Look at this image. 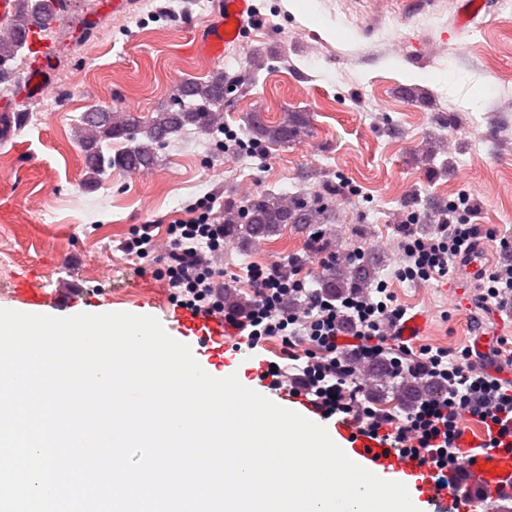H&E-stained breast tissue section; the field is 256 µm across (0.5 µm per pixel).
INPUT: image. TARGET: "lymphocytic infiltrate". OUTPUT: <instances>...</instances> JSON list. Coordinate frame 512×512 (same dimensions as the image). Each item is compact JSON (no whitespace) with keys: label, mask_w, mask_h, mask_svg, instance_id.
Instances as JSON below:
<instances>
[{"label":"lymphocytic infiltrate","mask_w":512,"mask_h":512,"mask_svg":"<svg viewBox=\"0 0 512 512\" xmlns=\"http://www.w3.org/2000/svg\"><path fill=\"white\" fill-rule=\"evenodd\" d=\"M198 208L196 221L168 225L169 251L160 273L176 288L180 308L222 318L227 327L246 333L250 345L277 336L288 348L293 338L308 337L316 350L292 375L289 396L321 419L354 418L364 439L404 445L418 464L430 462L440 470L458 467L463 413H476L488 428L497 429L495 446L512 437V382L475 366L469 349L456 356L429 348L412 352L394 336L405 311L385 285H378L372 296L353 293L335 301L307 291L303 280L284 275L279 266H254L248 271L255 288L251 309L244 314L225 309L221 274L199 253L203 247L223 250L224 226L212 201H202ZM450 211L449 223L438 225L432 237L403 232V278H447L455 258L479 239L493 237L492 229L471 223L468 197H460ZM387 353L396 375L437 380L442 393L422 400L401 418L365 406L356 364Z\"/></svg>","instance_id":"obj_1"}]
</instances>
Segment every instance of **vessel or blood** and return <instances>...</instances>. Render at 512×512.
I'll use <instances>...</instances> for the list:
<instances>
[{
  "mask_svg": "<svg viewBox=\"0 0 512 512\" xmlns=\"http://www.w3.org/2000/svg\"><path fill=\"white\" fill-rule=\"evenodd\" d=\"M251 16L249 0H224V15L211 28L203 47L212 55L220 54L224 43L237 40L248 30ZM56 15L36 16L26 30L28 47L34 61H42L50 54V44L38 33L43 28L58 26ZM486 253L481 247L471 248L459 265L464 275L472 281L484 272ZM16 302L23 306L62 308L72 303L70 293L45 292L35 284L17 289ZM186 323L203 330L206 339L220 341L224 338V323L212 315L198 313L187 315ZM386 453L394 467L405 476L407 483L420 490L425 499L435 501L441 512H446L450 498L469 500L483 512H502L506 504L512 503V451L504 448H487L466 459L460 476L439 482L422 476V469L411 460L400 446L387 448Z\"/></svg>",
  "mask_w": 512,
  "mask_h": 512,
  "instance_id": "obj_1",
  "label": "vessel or blood"
}]
</instances>
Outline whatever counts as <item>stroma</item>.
<instances>
[{"label":"stroma","mask_w":512,"mask_h":512,"mask_svg":"<svg viewBox=\"0 0 512 512\" xmlns=\"http://www.w3.org/2000/svg\"><path fill=\"white\" fill-rule=\"evenodd\" d=\"M460 0H311L309 13L289 0H252L250 35L225 43L220 56L194 50L224 0H131L114 11L105 0H72L54 40L46 82L27 91L29 53L18 56L20 84L0 96V118L13 119L0 141V308L7 293L50 271L46 290L74 289L69 315L116 309L157 318L175 340L190 346L210 375H237L256 388L259 361L284 363L272 337L251 348L242 336L222 351L180 331L181 308L167 280L124 250L141 225L164 237L170 224L193 218L195 204L214 198L215 210L261 193L294 195L337 186V258L374 252L385 281L407 312L425 313L417 344L456 353L472 345L477 328L512 337V315L480 306L477 288L466 304L453 302L447 281L401 280L400 216L419 194L436 206L467 196L472 223L494 229L484 239L489 266L512 261V11L500 0L470 23L458 22ZM93 37H85L86 27ZM98 48L82 51L88 41ZM267 66L238 89L253 54ZM223 72L236 90L224 99V129L241 135L245 117L275 121L283 108L311 116V130L287 147L220 149L219 141L187 128L159 154L155 174L115 172L85 189L86 169L74 131L81 116L117 108L148 116L165 106L185 79ZM483 93L473 97L471 89ZM443 148L431 163L428 144ZM300 257L307 287L317 285L322 259L305 235L286 231L248 247L225 243L211 262L233 292L252 298L248 270Z\"/></svg>","instance_id":"obj_1"}]
</instances>
